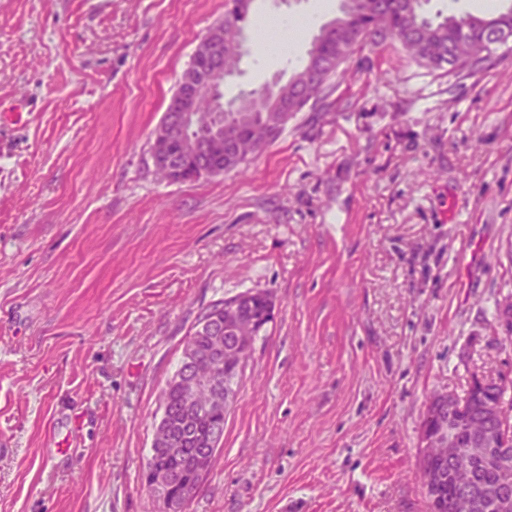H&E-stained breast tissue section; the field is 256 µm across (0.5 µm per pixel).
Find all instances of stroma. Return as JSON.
Masks as SVG:
<instances>
[{
  "mask_svg": "<svg viewBox=\"0 0 512 512\" xmlns=\"http://www.w3.org/2000/svg\"><path fill=\"white\" fill-rule=\"evenodd\" d=\"M225 3L0 0V512H160L162 391L249 289L275 318L188 512H428L430 397L512 381V51L453 85L365 47L246 172L173 183L152 134ZM340 5L253 0L225 100L287 81Z\"/></svg>",
  "mask_w": 512,
  "mask_h": 512,
  "instance_id": "35a3bbf8",
  "label": "stroma"
}]
</instances>
